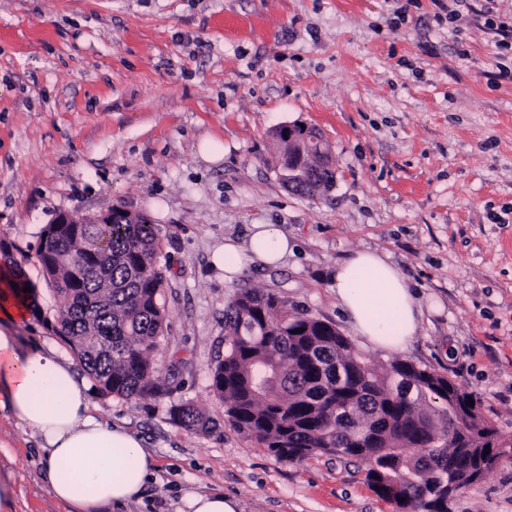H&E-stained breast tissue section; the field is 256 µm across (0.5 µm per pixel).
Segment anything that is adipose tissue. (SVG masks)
<instances>
[{"mask_svg":"<svg viewBox=\"0 0 512 512\" xmlns=\"http://www.w3.org/2000/svg\"><path fill=\"white\" fill-rule=\"evenodd\" d=\"M290 249L274 224L252 225L244 243L225 244L213 263L235 276L251 264L276 267ZM332 289L355 333L375 348L399 352L415 336L421 310L404 277L384 254L357 251L336 266ZM28 302L0 282V407L37 434L47 451L45 474L67 512H116L139 498L157 461L140 438L97 417L86 384L57 352L20 344Z\"/></svg>","mask_w":512,"mask_h":512,"instance_id":"obj_1","label":"adipose tissue"}]
</instances>
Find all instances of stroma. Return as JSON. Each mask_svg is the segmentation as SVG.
I'll return each instance as SVG.
<instances>
[{"label":"stroma","instance_id":"35a3bbf8","mask_svg":"<svg viewBox=\"0 0 512 512\" xmlns=\"http://www.w3.org/2000/svg\"><path fill=\"white\" fill-rule=\"evenodd\" d=\"M454 0H0V239L43 318L20 333L85 372L50 323L40 236L62 212L112 208L156 225L169 313L156 355L167 395L93 394L98 417L138 435L158 467L124 512H175L185 490H222L243 512H393L365 465L284 461L224 421L210 372L237 287L268 289L352 330L329 288L356 250L386 255L413 288L419 330L401 359L473 392L512 438V51ZM326 138L336 183L295 194L274 165L276 127ZM221 147L214 161L203 143ZM292 250L232 279L211 261L251 225ZM190 401L215 422L177 425ZM44 451L0 408V473L14 512H63ZM448 512H512V458Z\"/></svg>","mask_w":512,"mask_h":512}]
</instances>
